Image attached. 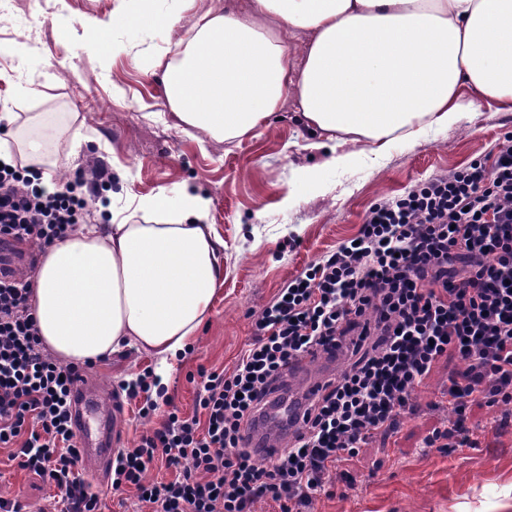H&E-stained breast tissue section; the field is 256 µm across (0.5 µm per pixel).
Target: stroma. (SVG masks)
Returning <instances> with one entry per match:
<instances>
[{
  "label": "stroma",
  "mask_w": 512,
  "mask_h": 512,
  "mask_svg": "<svg viewBox=\"0 0 512 512\" xmlns=\"http://www.w3.org/2000/svg\"><path fill=\"white\" fill-rule=\"evenodd\" d=\"M14 17L0 37L18 38L38 28L44 56L31 78L41 95H13L0 79V107L36 115L51 112L86 123L98 139L78 153L59 149L57 170L68 176L100 165L112 174V209L127 214L139 199L174 196L190 181L213 201L211 221L224 237V285L190 353L175 362L166 384L168 403L151 419L138 416L139 401L118 396L123 414L120 445L135 448L141 435L169 409L196 410L200 371L232 369L254 336L255 316L310 264L355 236L375 204L405 194L418 181L482 161L491 162L512 134V112L484 102L479 111L447 129L390 144L384 156L356 144L347 166L328 167L313 147L318 136L284 101L264 126L232 142L204 140L175 126L159 77L145 74L139 58L124 55L100 69L87 54L72 55L42 14L46 0H13ZM318 166L319 180L297 171ZM155 359L128 348L89 369L110 389L153 369ZM453 363L439 361L417 389L419 414L404 420L397 436L377 439L352 467L357 490L322 497L313 512H512V431L480 435L475 448L443 453L423 440L440 427L432 409ZM0 449V496L22 495L38 512L55 489L19 469Z\"/></svg>",
  "instance_id": "obj_1"
}]
</instances>
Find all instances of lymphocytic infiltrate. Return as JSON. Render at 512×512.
Listing matches in <instances>:
<instances>
[{
	"label": "lymphocytic infiltrate",
	"mask_w": 512,
	"mask_h": 512,
	"mask_svg": "<svg viewBox=\"0 0 512 512\" xmlns=\"http://www.w3.org/2000/svg\"><path fill=\"white\" fill-rule=\"evenodd\" d=\"M72 187L0 167V243L43 248L89 214ZM29 276H0V447L54 484V512H105L76 476L72 365L41 345ZM256 335L231 371L204 374L197 414L169 412L131 450L118 451L113 490H135L147 512H310L350 472L361 448L398 433L421 407L416 391L443 358L454 361L429 448H473L471 406L512 428V143L492 164L439 174L380 202L356 240L339 245L282 288L255 318ZM341 354L343 373L304 408L282 450L258 459L244 431L288 385L298 357ZM161 461L174 476L153 482Z\"/></svg>",
	"instance_id": "lymphocytic-infiltrate-1"
}]
</instances>
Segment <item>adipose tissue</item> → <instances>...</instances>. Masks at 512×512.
Segmentation results:
<instances>
[{
	"mask_svg": "<svg viewBox=\"0 0 512 512\" xmlns=\"http://www.w3.org/2000/svg\"><path fill=\"white\" fill-rule=\"evenodd\" d=\"M54 2L56 33L103 67L158 24L154 0H119L109 16L78 18ZM118 28L127 38L109 37ZM295 30L310 34L298 64L282 40ZM171 47L141 63L160 74L184 129L231 141L288 99L334 166L347 162L349 144L363 140L380 154L393 140L458 124L483 100L512 112V0H253L244 13H198L190 36ZM7 119L0 161L31 172L53 168L61 139L75 150L89 138L52 115L42 120L45 140L17 113ZM211 210V198L185 183L169 223L81 224L43 248L30 303L45 348L69 364L135 346L151 351L165 375L224 284V238Z\"/></svg>",
	"mask_w": 512,
	"mask_h": 512,
	"instance_id": "adipose-tissue-1",
	"label": "adipose tissue"
}]
</instances>
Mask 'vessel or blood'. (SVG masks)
I'll list each match as a JSON object with an SVG mask.
<instances>
[{
	"instance_id": "b4317fda",
	"label": "vessel or blood",
	"mask_w": 512,
	"mask_h": 512,
	"mask_svg": "<svg viewBox=\"0 0 512 512\" xmlns=\"http://www.w3.org/2000/svg\"><path fill=\"white\" fill-rule=\"evenodd\" d=\"M326 357L304 356L291 365L292 391L281 396L269 410L267 417L250 426L252 444L261 450H268L270 440L266 436L271 418H287L297 421L306 401L314 398L324 381ZM72 413L76 445L80 451L85 470L96 479H103L105 471L112 464L113 448L118 440L120 411L112 403L103 402L101 390L89 377L87 371L76 373Z\"/></svg>"
}]
</instances>
